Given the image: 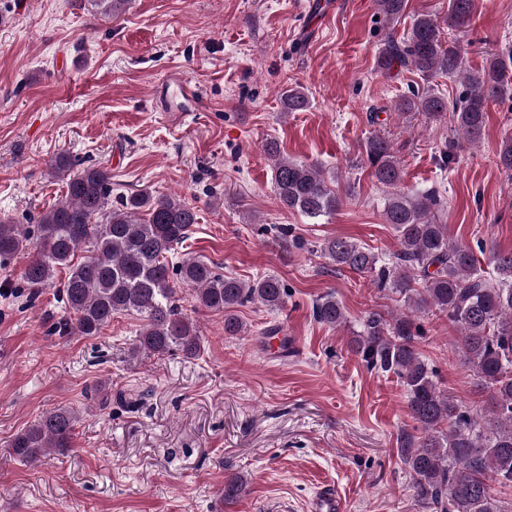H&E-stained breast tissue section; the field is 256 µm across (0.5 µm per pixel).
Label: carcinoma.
<instances>
[{
  "label": "carcinoma",
  "mask_w": 512,
  "mask_h": 512,
  "mask_svg": "<svg viewBox=\"0 0 512 512\" xmlns=\"http://www.w3.org/2000/svg\"><path fill=\"white\" fill-rule=\"evenodd\" d=\"M94 5L118 18L130 0H75ZM407 0H376L387 29L377 65L384 73L412 68L426 86L411 88L394 111L423 112L440 121L452 118L463 144L475 145L484 135L490 100L508 90L512 50L491 54L480 70L466 67L464 50L443 43L435 16L422 13L406 38L397 41L392 25ZM474 0H448V25L463 27ZM460 80L464 90L453 102L429 86L436 77ZM307 94L291 88L283 94L284 113L302 112ZM264 151L272 163L273 190L280 203L313 222L336 213L343 198L328 184L318 166L290 160L269 141ZM371 175L389 189L383 216L397 233L398 249L378 255L343 236L326 238L313 253L338 270L368 276L381 291L403 297L409 313L387 317L370 312L351 345L370 370L400 379L412 418L422 435L406 434L402 462L412 480L414 496L428 512H504L495 485L512 486V250H492L493 270H478L471 246L449 238L448 225L437 222L444 201L434 191L413 197L401 191L404 169L392 142L373 133L363 143ZM498 166L512 180V136L502 140ZM52 174L65 178L66 192L49 209L26 223L0 221V267L19 253L33 251L23 277L27 286L44 288L65 269L62 292L69 316L55 330L62 336L93 338L117 315L139 317L141 327L129 349L132 360L142 355L179 354L194 358L202 350L200 331L182 312L177 286L192 291L199 307L224 315V334L243 332L236 309L249 303L280 311L287 289L267 275L243 281L187 253L171 257L188 240L198 223L196 207L171 195L147 189L112 200V175L91 164L73 172L71 158L51 157ZM278 237L302 250L306 242L282 225ZM89 255L75 261L78 250ZM315 321L336 328L346 323L344 307L330 292L314 304ZM444 316L457 331L455 349L463 363L489 393V409L475 413L441 387L436 370L415 344L416 315ZM78 414L57 409L39 416L8 444L10 454L33 467L51 451L71 447Z\"/></svg>",
  "instance_id": "cac0c4a2"
}]
</instances>
